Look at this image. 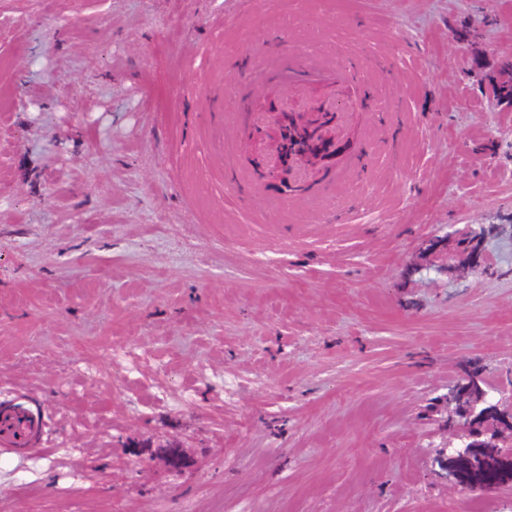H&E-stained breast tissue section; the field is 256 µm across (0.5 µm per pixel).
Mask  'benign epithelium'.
I'll return each mask as SVG.
<instances>
[{
    "mask_svg": "<svg viewBox=\"0 0 512 512\" xmlns=\"http://www.w3.org/2000/svg\"><path fill=\"white\" fill-rule=\"evenodd\" d=\"M344 113L328 100L307 111L298 112L281 100L276 108L257 113V129L266 131L273 140L271 152L257 158L256 167L263 178L277 182L285 197L296 191L297 183L316 176L336 163L346 146L342 135ZM448 237L433 238L427 244L428 251L440 253L444 260L431 264L432 272L458 265V256L448 249ZM460 385L476 390L463 418L477 415L479 405L488 403L490 390L480 385V379L471 377Z\"/></svg>",
    "mask_w": 512,
    "mask_h": 512,
    "instance_id": "7a95c632",
    "label": "benign epithelium"
}]
</instances>
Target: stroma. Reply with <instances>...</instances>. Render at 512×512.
Segmentation results:
<instances>
[{
    "label": "stroma",
    "mask_w": 512,
    "mask_h": 512,
    "mask_svg": "<svg viewBox=\"0 0 512 512\" xmlns=\"http://www.w3.org/2000/svg\"><path fill=\"white\" fill-rule=\"evenodd\" d=\"M512 0H0V512H512ZM356 102L282 196L256 112ZM484 270L432 277L434 236Z\"/></svg>",
    "instance_id": "35a3bbf8"
}]
</instances>
